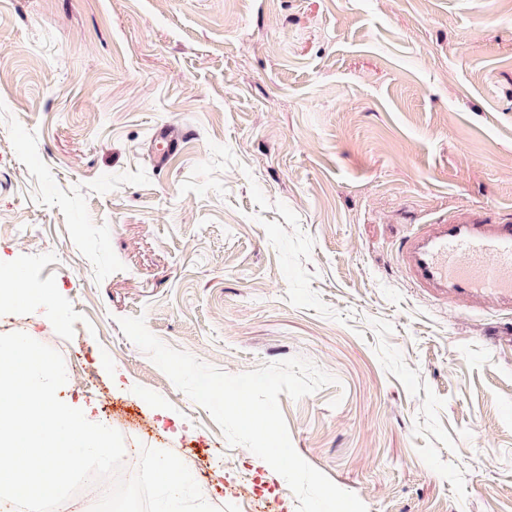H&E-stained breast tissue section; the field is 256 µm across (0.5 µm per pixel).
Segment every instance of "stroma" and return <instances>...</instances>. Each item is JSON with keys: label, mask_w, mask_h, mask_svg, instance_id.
Wrapping results in <instances>:
<instances>
[{"label": "stroma", "mask_w": 512, "mask_h": 512, "mask_svg": "<svg viewBox=\"0 0 512 512\" xmlns=\"http://www.w3.org/2000/svg\"><path fill=\"white\" fill-rule=\"evenodd\" d=\"M163 124L190 136L160 170ZM464 208L512 222V0H0V273L50 292L0 335L212 505L298 502L119 318L229 374L331 375L279 406L368 512H512V341L396 262Z\"/></svg>", "instance_id": "obj_1"}]
</instances>
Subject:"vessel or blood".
Returning <instances> with one entry per match:
<instances>
[{
    "instance_id": "b4317fda",
    "label": "vessel or blood",
    "mask_w": 512,
    "mask_h": 512,
    "mask_svg": "<svg viewBox=\"0 0 512 512\" xmlns=\"http://www.w3.org/2000/svg\"><path fill=\"white\" fill-rule=\"evenodd\" d=\"M187 136L184 128L157 129L155 159L165 167ZM398 263L412 288L433 301L475 298L512 313V223L461 209L425 224L398 250Z\"/></svg>"
}]
</instances>
